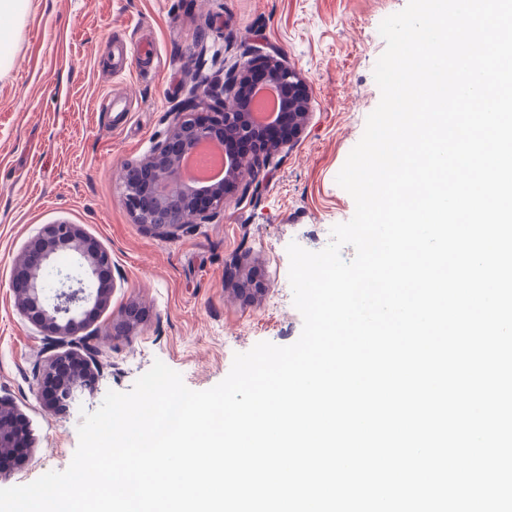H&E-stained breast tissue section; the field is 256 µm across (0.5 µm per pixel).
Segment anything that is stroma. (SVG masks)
<instances>
[{
    "instance_id": "35a3bbf8",
    "label": "stroma",
    "mask_w": 512,
    "mask_h": 512,
    "mask_svg": "<svg viewBox=\"0 0 512 512\" xmlns=\"http://www.w3.org/2000/svg\"><path fill=\"white\" fill-rule=\"evenodd\" d=\"M407 0H30L12 62L0 74V396L24 414L35 445L2 487L68 468L82 412L108 391L126 392L162 361L193 390L229 373L235 354L300 336L287 246L319 251L349 221L352 196L336 177L360 141L381 93L375 65L386 43L378 28ZM150 36L162 65L130 56L112 73V47ZM283 52L306 79L310 107L299 139L276 153L260 191L229 195L209 224L161 238L135 224L117 179L123 162L147 155L168 114L201 79L242 64L251 48ZM117 97L133 109L117 123L99 109ZM67 222L112 253L115 288L93 312L103 377L68 411L37 393L44 338L9 287L15 265L47 224ZM241 267L264 287L251 299L228 280ZM130 305L140 321L126 335L112 322Z\"/></svg>"
}]
</instances>
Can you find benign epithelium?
Returning <instances> with one entry per match:
<instances>
[{"label": "benign epithelium", "mask_w": 512, "mask_h": 512, "mask_svg": "<svg viewBox=\"0 0 512 512\" xmlns=\"http://www.w3.org/2000/svg\"><path fill=\"white\" fill-rule=\"evenodd\" d=\"M263 74L262 84L286 87L293 97L285 106L294 119V131L285 141H261L265 125L252 120V74ZM309 95L301 75L279 54L255 51L237 69L224 74V80L204 83L194 94L178 102L169 113L166 137L140 160L121 167L123 201L134 221L147 231L174 237L191 224H207L224 208L231 192L243 197L255 193L262 184L268 162L274 153L298 139L305 125ZM258 140L252 153L224 159V181L196 189L183 183L180 161L199 142L219 141L221 134ZM62 253L77 256V273L59 274L58 286L48 295L45 270ZM112 256L108 250L85 235L80 225L60 222L46 224L29 243L17 263L12 283L15 304L20 312L45 336L43 353L47 365L37 375V386L55 376L62 364L74 363V371L63 381L55 397L46 401L53 411L64 409L77 392L93 390L104 373V362L91 335L78 336L86 320L84 308L98 309L110 302L114 288L110 276ZM140 320L136 307H128L114 331H131ZM19 413L0 397V458L17 445L12 421Z\"/></svg>", "instance_id": "7a95c632"}]
</instances>
